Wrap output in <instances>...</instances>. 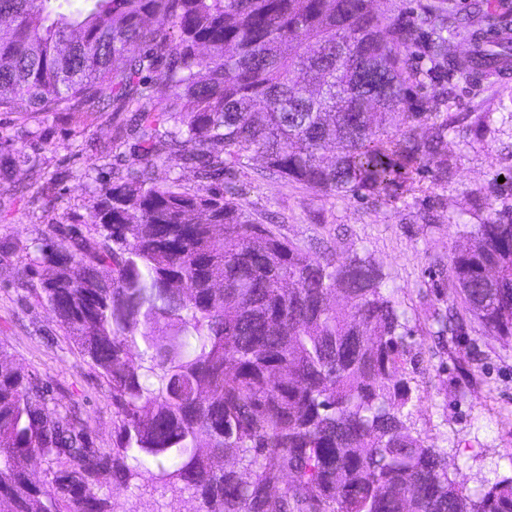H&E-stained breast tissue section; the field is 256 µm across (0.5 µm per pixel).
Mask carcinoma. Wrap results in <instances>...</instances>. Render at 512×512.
I'll return each mask as SVG.
<instances>
[{
	"label": "carcinoma",
	"instance_id": "1",
	"mask_svg": "<svg viewBox=\"0 0 512 512\" xmlns=\"http://www.w3.org/2000/svg\"><path fill=\"white\" fill-rule=\"evenodd\" d=\"M0 0V111L128 112L133 160L96 189L69 250L41 246L40 297L112 387L119 442L0 353V512H115L116 488L186 492L194 512H512V476L476 494L407 426L408 328L358 255L311 258L255 222L233 179L253 157L316 194L381 197L452 175L446 112L411 96L512 64L504 32L450 53V13L385 0ZM184 165L198 184L153 179ZM448 261L437 339H512V172ZM232 455V464L221 465Z\"/></svg>",
	"mask_w": 512,
	"mask_h": 512
}]
</instances>
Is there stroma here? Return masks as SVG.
I'll return each instance as SVG.
<instances>
[{"instance_id": "1", "label": "stroma", "mask_w": 512, "mask_h": 512, "mask_svg": "<svg viewBox=\"0 0 512 512\" xmlns=\"http://www.w3.org/2000/svg\"><path fill=\"white\" fill-rule=\"evenodd\" d=\"M448 109L469 115L460 134L448 139L456 171L448 183L437 184L421 171L391 200L362 192L334 198L258 178L263 161L255 158L237 176L238 201L311 257L358 255L380 266L412 333L407 423L447 453L452 479L475 488L512 475V339L475 328L442 348L429 330L448 296L440 270L467 244L460 227L481 219L473 208L475 190L512 170V78L457 81L448 91ZM486 112L493 132L480 137L477 123ZM124 121L108 111L0 112L1 351L22 372L48 383L60 406L78 408L101 448L116 447L118 440L112 390L33 285L43 240L60 253L69 246L67 236H50L51 227L75 224L95 237L87 218L100 178L112 169L114 137ZM30 142L40 148L35 171L10 166L11 148Z\"/></svg>"}]
</instances>
